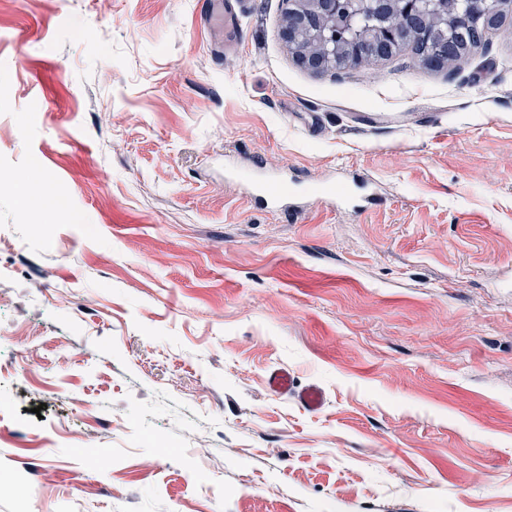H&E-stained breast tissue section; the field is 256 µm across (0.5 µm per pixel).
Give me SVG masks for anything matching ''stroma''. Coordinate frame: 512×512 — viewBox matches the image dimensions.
<instances>
[{"instance_id": "35a3bbf8", "label": "stroma", "mask_w": 512, "mask_h": 512, "mask_svg": "<svg viewBox=\"0 0 512 512\" xmlns=\"http://www.w3.org/2000/svg\"><path fill=\"white\" fill-rule=\"evenodd\" d=\"M234 7L0 0V512H512V30L316 74ZM206 2L205 19L207 23L214 27H223L226 31L231 25H234V16L232 9L233 0H204ZM268 386L274 393L291 394L299 405L309 412H317L324 406V393L319 386L311 384L298 388L287 370H272L268 378Z\"/></svg>"}]
</instances>
